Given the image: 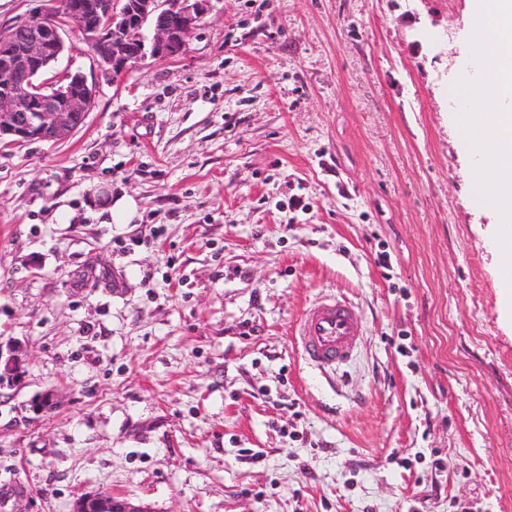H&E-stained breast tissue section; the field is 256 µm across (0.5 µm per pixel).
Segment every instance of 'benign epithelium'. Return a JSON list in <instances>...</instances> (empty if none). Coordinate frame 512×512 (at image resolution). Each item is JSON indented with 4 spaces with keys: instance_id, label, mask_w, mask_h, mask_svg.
I'll return each mask as SVG.
<instances>
[{
    "instance_id": "benign-epithelium-1",
    "label": "benign epithelium",
    "mask_w": 512,
    "mask_h": 512,
    "mask_svg": "<svg viewBox=\"0 0 512 512\" xmlns=\"http://www.w3.org/2000/svg\"><path fill=\"white\" fill-rule=\"evenodd\" d=\"M45 2L41 15L0 35V143L58 142L84 124L95 86L79 73L63 75L50 86L39 81L65 49V25L74 24L101 71L116 82L131 64L148 55H183L210 0H76L64 8L59 0ZM23 365L18 348H9L6 355L0 349V386L17 379ZM72 512L153 510L98 492L78 499Z\"/></svg>"
}]
</instances>
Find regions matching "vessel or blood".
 <instances>
[{"label":"vessel or blood","mask_w":512,"mask_h":512,"mask_svg":"<svg viewBox=\"0 0 512 512\" xmlns=\"http://www.w3.org/2000/svg\"><path fill=\"white\" fill-rule=\"evenodd\" d=\"M361 334L349 302L324 297L304 312L298 336L305 361L317 369L337 370L352 359Z\"/></svg>","instance_id":"obj_1"}]
</instances>
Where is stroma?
I'll use <instances>...</instances> for the list:
<instances>
[{"label": "stroma", "mask_w": 512, "mask_h": 512, "mask_svg": "<svg viewBox=\"0 0 512 512\" xmlns=\"http://www.w3.org/2000/svg\"><path fill=\"white\" fill-rule=\"evenodd\" d=\"M472 0H210L185 53L0 144V512H512V322L453 95ZM131 197V223L107 206ZM299 198L303 208L290 206ZM391 255L392 267L375 264ZM323 296L363 336L320 374ZM53 392L57 404L33 412ZM298 336L309 365L321 371H336L352 359L361 331L349 302L324 297L306 309ZM20 352L19 348L10 347L7 356L3 357L0 344V386L3 385L4 381L13 382L23 373L25 360ZM72 512H152L128 498L115 496L111 492H98L78 499Z\"/></svg>", "instance_id": "35a3bbf8"}]
</instances>
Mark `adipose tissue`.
I'll use <instances>...</instances> for the list:
<instances>
[{
  "instance_id": "adipose-tissue-1",
  "label": "adipose tissue",
  "mask_w": 512,
  "mask_h": 512,
  "mask_svg": "<svg viewBox=\"0 0 512 512\" xmlns=\"http://www.w3.org/2000/svg\"><path fill=\"white\" fill-rule=\"evenodd\" d=\"M475 3L495 37L479 48L482 83L477 95H470L464 86L458 87L456 93L468 98L480 115L493 155L492 165L481 178L498 201L499 223L506 224L512 222V66L504 65L503 56L512 48V0H475Z\"/></svg>"
}]
</instances>
